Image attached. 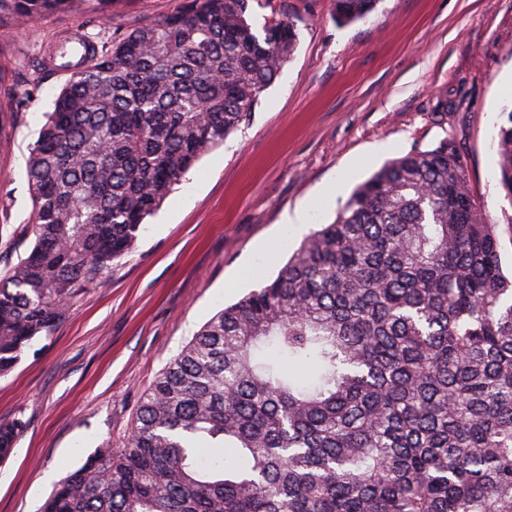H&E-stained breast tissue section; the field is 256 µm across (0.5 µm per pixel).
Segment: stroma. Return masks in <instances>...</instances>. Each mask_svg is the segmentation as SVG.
<instances>
[{"mask_svg": "<svg viewBox=\"0 0 512 512\" xmlns=\"http://www.w3.org/2000/svg\"><path fill=\"white\" fill-rule=\"evenodd\" d=\"M179 0H115L0 26V276L31 244L26 160L67 79L49 61L64 37L132 28ZM283 18L297 48L250 119L208 151L148 217L135 250L81 296L48 337L0 378V419L21 439L0 462V512H41L66 472L119 448L140 398L218 311L276 277L301 241L333 222L354 188L389 161L444 137L460 143L489 219L500 191L494 136L512 104V0H380L336 23L331 0H254L255 27ZM305 225L285 223L296 208Z\"/></svg>", "mask_w": 512, "mask_h": 512, "instance_id": "35a3bbf8", "label": "stroma"}]
</instances>
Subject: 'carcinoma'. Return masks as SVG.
Wrapping results in <instances>:
<instances>
[{"label":"carcinoma","mask_w":512,"mask_h":512,"mask_svg":"<svg viewBox=\"0 0 512 512\" xmlns=\"http://www.w3.org/2000/svg\"><path fill=\"white\" fill-rule=\"evenodd\" d=\"M113 0H0L26 21ZM252 0H183L87 53L26 175L34 240L0 278V376L48 336L146 217L237 130L293 55ZM380 0H333L337 23ZM512 201V110L496 135ZM512 216L490 224L459 143L396 158L272 281L212 316L140 399L120 448L43 512H512ZM25 421L0 422V461ZM233 460H224V449Z\"/></svg>","instance_id":"1"}]
</instances>
